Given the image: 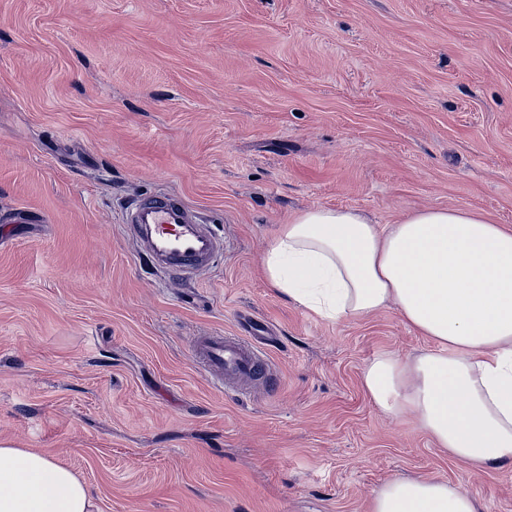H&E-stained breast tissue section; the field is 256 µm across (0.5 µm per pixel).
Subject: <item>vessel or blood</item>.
Returning a JSON list of instances; mask_svg holds the SVG:
<instances>
[{
    "label": "vessel or blood",
    "mask_w": 512,
    "mask_h": 512,
    "mask_svg": "<svg viewBox=\"0 0 512 512\" xmlns=\"http://www.w3.org/2000/svg\"><path fill=\"white\" fill-rule=\"evenodd\" d=\"M124 223L154 267L181 276L208 265L222 248L221 239L174 194L137 198L126 209ZM192 355L214 386L227 392L240 382L272 373L266 348L244 336L195 337Z\"/></svg>",
    "instance_id": "vessel-or-blood-1"
}]
</instances>
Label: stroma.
<instances>
[{"label": "stroma", "mask_w": 512, "mask_h": 512, "mask_svg": "<svg viewBox=\"0 0 512 512\" xmlns=\"http://www.w3.org/2000/svg\"><path fill=\"white\" fill-rule=\"evenodd\" d=\"M181 195L224 251L145 266L129 200ZM317 206L512 225V0H0V441L75 471L99 512H368L399 477L512 512L362 377L428 339L332 322L264 275ZM264 325L274 385L229 394L193 336Z\"/></svg>", "instance_id": "stroma-1"}]
</instances>
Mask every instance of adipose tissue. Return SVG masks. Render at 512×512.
Returning a JSON list of instances; mask_svg holds the SVG:
<instances>
[{"label":"adipose tissue","mask_w":512,"mask_h":512,"mask_svg":"<svg viewBox=\"0 0 512 512\" xmlns=\"http://www.w3.org/2000/svg\"><path fill=\"white\" fill-rule=\"evenodd\" d=\"M264 272L326 320L395 309L433 346L373 358L363 385L374 404L393 417L413 412L460 461L512 460V228L465 207L422 209L384 229L353 208L317 207L281 225ZM0 512H95V504L70 468L1 444ZM370 512L477 509L462 486L397 477Z\"/></svg>","instance_id":"1"}]
</instances>
